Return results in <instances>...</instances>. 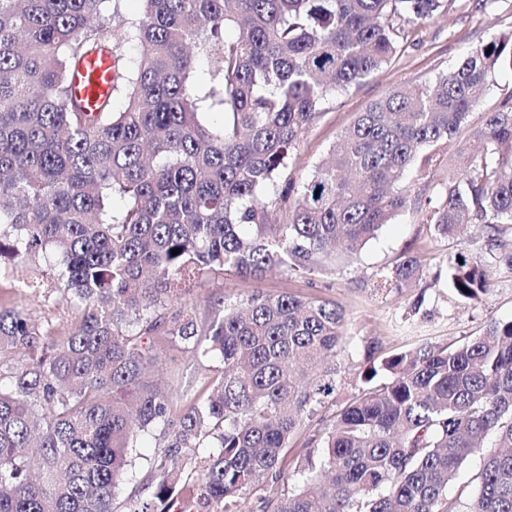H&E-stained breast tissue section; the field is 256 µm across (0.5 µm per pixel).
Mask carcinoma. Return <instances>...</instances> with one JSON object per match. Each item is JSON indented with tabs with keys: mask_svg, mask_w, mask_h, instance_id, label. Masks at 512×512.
I'll use <instances>...</instances> for the list:
<instances>
[{
	"mask_svg": "<svg viewBox=\"0 0 512 512\" xmlns=\"http://www.w3.org/2000/svg\"><path fill=\"white\" fill-rule=\"evenodd\" d=\"M111 3L0 0V276L40 257L74 308L63 334L0 310V512H115L135 448L158 429L168 452L125 512H188L191 500L194 512H245L269 480L289 489L261 512H512V319L459 344L368 353L360 393L288 472L292 437L335 391L323 360L344 312L256 290L201 322L186 303L226 271L313 274L374 239L407 207L411 180L461 142L491 72L512 69V37L375 101L295 179L291 156L328 96L380 71L404 26L448 0H143L128 24L109 18ZM102 49L119 112L112 99L89 112L70 91L75 65ZM199 55L212 83L202 97ZM207 100L217 128L201 123ZM462 151L469 165L424 200L426 222L446 238L482 224L504 247L512 101ZM458 258L448 288L476 300L491 268ZM422 273L409 256L375 288L400 291ZM155 337L222 363L208 397L176 418L154 381ZM208 439V454L178 465ZM473 456L474 489L458 483Z\"/></svg>",
	"mask_w": 512,
	"mask_h": 512,
	"instance_id": "cac0c4a2",
	"label": "carcinoma"
}]
</instances>
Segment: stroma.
Instances as JSON below:
<instances>
[{
    "label": "stroma",
    "instance_id": "stroma-1",
    "mask_svg": "<svg viewBox=\"0 0 512 512\" xmlns=\"http://www.w3.org/2000/svg\"><path fill=\"white\" fill-rule=\"evenodd\" d=\"M495 34H512V0H448L446 13L417 25L409 39L379 72L363 79L349 91L329 96L322 116L310 129L297 151L289 171L293 177H307L337 143L342 131L358 113L391 90L407 84L427 82L464 57L473 46ZM512 97V68L503 66L492 75L483 100L468 117L469 128L482 125L484 115ZM462 157L458 145L446 147L438 156L431 175L415 181L412 203L398 213L354 258H342L331 270L318 275L267 273L261 281L228 273L223 280L202 284L193 295L198 311H205L213 299L244 298L254 290L269 295L291 293L318 297L336 303L346 316L345 338L338 348L336 392L314 417L310 429H318L357 394L358 374L366 364L368 351L384 356L422 344L447 345L468 336L482 335L494 320L512 319V270L499 259V250L489 248L483 225L470 226L463 237L443 239L424 221L415 200L436 195L440 181L449 170L458 168ZM480 259L495 272L486 294L480 299L461 302L437 283L457 254ZM417 257L423 275L414 287L401 291L375 290V274L389 269L406 257ZM38 292L16 294L9 279H0V308L20 306L36 322L55 323L66 330L72 316L69 303L61 298L51 276H44ZM424 295L421 313L409 317L408 309L417 295ZM158 357V377L170 395L172 414L197 400L210 378L221 371L216 360L197 361L182 348L154 341ZM310 429L301 430L291 440L293 455L304 452ZM162 436H147L140 457L129 466L120 484L119 497L147 495L153 478L152 462L163 455Z\"/></svg>",
    "mask_w": 512,
    "mask_h": 512
}]
</instances>
